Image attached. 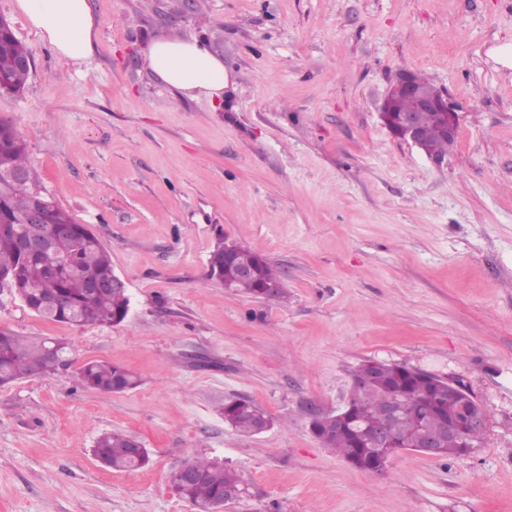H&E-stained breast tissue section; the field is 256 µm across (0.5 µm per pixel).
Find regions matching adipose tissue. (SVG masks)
Masks as SVG:
<instances>
[{
  "instance_id": "ef3b65f1",
  "label": "adipose tissue",
  "mask_w": 512,
  "mask_h": 512,
  "mask_svg": "<svg viewBox=\"0 0 512 512\" xmlns=\"http://www.w3.org/2000/svg\"><path fill=\"white\" fill-rule=\"evenodd\" d=\"M15 6L60 59L76 65L93 54L97 28L88 0H15ZM147 63L165 84L185 96L219 99L224 94V61L198 38L154 40Z\"/></svg>"
}]
</instances>
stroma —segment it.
<instances>
[{"instance_id":"stroma-1","label":"stroma","mask_w":512,"mask_h":512,"mask_svg":"<svg viewBox=\"0 0 512 512\" xmlns=\"http://www.w3.org/2000/svg\"><path fill=\"white\" fill-rule=\"evenodd\" d=\"M89 2L94 52L74 65L0 0L33 57L0 119L104 241L131 311L76 326L0 288V329L69 346L67 367L0 387V512H200L170 483L194 456L240 475L247 492L224 512H512V68L496 54L512 0ZM167 36L223 58V102L147 68ZM402 71L459 112L443 162L380 119ZM221 238L275 265L286 298L211 280ZM95 359L141 386L82 388ZM373 359L463 383L486 409L482 441L448 459L403 451L381 476L324 448L310 409L340 408ZM236 398L271 428L225 424ZM107 431L138 438L150 464L103 465Z\"/></svg>"}]
</instances>
